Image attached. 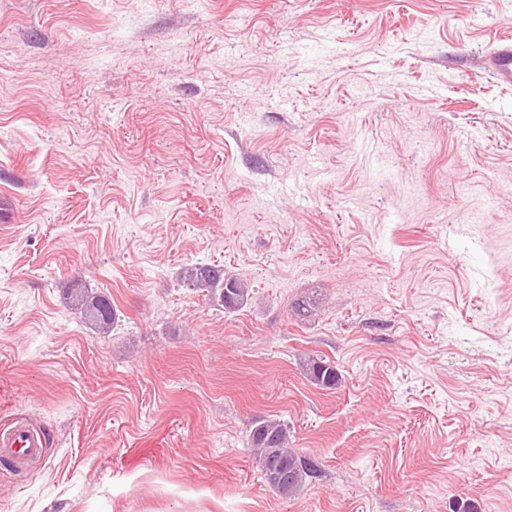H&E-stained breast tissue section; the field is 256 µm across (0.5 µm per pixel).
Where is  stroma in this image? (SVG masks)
<instances>
[{"label": "stroma", "mask_w": 512, "mask_h": 512, "mask_svg": "<svg viewBox=\"0 0 512 512\" xmlns=\"http://www.w3.org/2000/svg\"><path fill=\"white\" fill-rule=\"evenodd\" d=\"M504 36L512 0H0V426L50 437L0 512H512ZM488 69L495 79L512 86V39H502L488 56ZM186 287L207 292L209 300L228 312L241 309L248 301L249 288L243 279L224 274V268L195 264L182 271ZM76 286V287H75ZM67 299L77 310H80L88 320L90 326L96 330H108L116 318V312L112 308V302L108 297L89 292L86 286L81 284L66 288ZM301 368L305 378L320 388H336L340 381V373L336 365L322 357L309 356ZM249 440L264 481L281 497L294 496L308 479L317 476L318 469L311 458L288 448V426L285 422L256 419L252 422Z\"/></svg>", "instance_id": "obj_1"}]
</instances>
